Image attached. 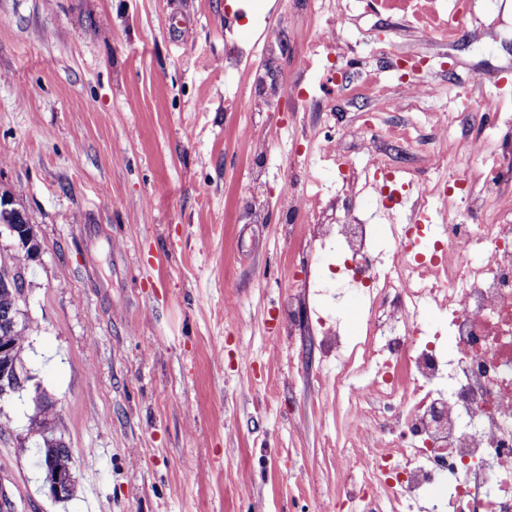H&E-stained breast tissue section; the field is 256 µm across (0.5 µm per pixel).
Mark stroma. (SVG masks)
<instances>
[{
    "instance_id": "obj_1",
    "label": "stroma",
    "mask_w": 512,
    "mask_h": 512,
    "mask_svg": "<svg viewBox=\"0 0 512 512\" xmlns=\"http://www.w3.org/2000/svg\"><path fill=\"white\" fill-rule=\"evenodd\" d=\"M335 2L0 0V190L41 246L22 271L31 380L0 398V512H350L360 473L336 452L353 375L322 356L279 186L304 179L295 151L319 147L328 112L357 166L353 134L368 123L407 118L428 139L437 116L478 111L486 92L512 114V0H463L467 29L445 45L364 11L342 85L303 69L306 23L327 24ZM236 10L242 43L286 32L279 75L318 111L254 109L259 58L225 75ZM408 53L426 62L424 95L398 112L353 99L374 72L401 98ZM459 136L441 141L447 168L395 161L428 181L478 175ZM41 395L70 451L64 501L39 464Z\"/></svg>"
}]
</instances>
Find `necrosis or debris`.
Masks as SVG:
<instances>
[{"label":"necrosis or debris","mask_w":512,"mask_h":512,"mask_svg":"<svg viewBox=\"0 0 512 512\" xmlns=\"http://www.w3.org/2000/svg\"><path fill=\"white\" fill-rule=\"evenodd\" d=\"M365 2L400 16L420 42L454 38L465 18L458 0ZM351 21L343 9L316 28L305 69L322 67ZM357 138L368 153L360 168L339 140L322 145L321 161L349 201L341 215L328 218L292 181L279 188L301 219L300 239L345 259L334 279L310 260L300 274L324 310V355L340 366L361 362L366 373L349 399L352 440L337 452L341 468L362 469L351 498L364 512H512V197L502 189L512 160L496 156L476 188L463 177L419 184L415 211L439 200L449 215L426 260L412 247L418 225L392 232L379 253L382 226L361 217L363 192L388 169L379 141L404 153L418 151L420 139L410 126L374 124ZM354 297L365 317L356 339L333 312ZM428 305L440 313L430 325L421 320Z\"/></svg>","instance_id":"4bbe7bcc"}]
</instances>
